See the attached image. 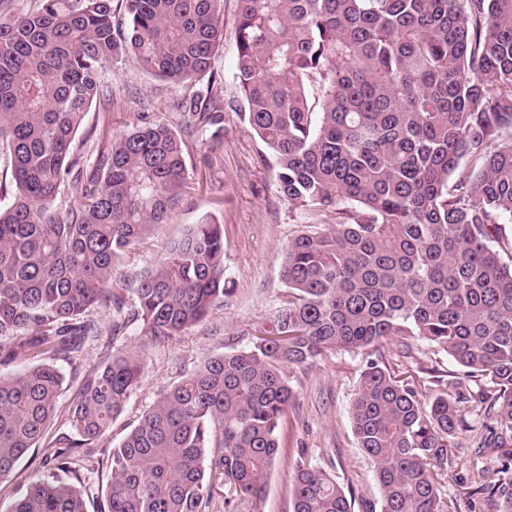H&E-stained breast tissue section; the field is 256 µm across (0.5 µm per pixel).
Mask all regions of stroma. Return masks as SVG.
Here are the masks:
<instances>
[{
	"label": "stroma",
	"mask_w": 512,
	"mask_h": 512,
	"mask_svg": "<svg viewBox=\"0 0 512 512\" xmlns=\"http://www.w3.org/2000/svg\"><path fill=\"white\" fill-rule=\"evenodd\" d=\"M236 0L224 2V49L215 59L224 75V164L196 170L199 190L186 194L169 223L158 224L120 260L115 277L133 280L153 264L179 237L185 225L209 218L224 226L226 276L234 292L186 335L165 344H152L140 326H131L125 342L144 351L141 380L110 433L98 441V457L138 421L159 396L182 380L207 357L245 348L252 326L274 310L284 284L281 271L285 248L304 224H332L334 213L310 212L285 201L270 163L261 159L265 148L240 120L234 102L238 89L235 71ZM102 81L112 96L109 106L92 105L75 146L88 161L99 154L100 137L112 138L140 125L142 116L169 118L170 102L186 93V86L156 78L127 60L106 64ZM95 351L83 352L76 364H62L64 391L48 426L49 435L68 432L67 419L86 370L95 365ZM363 367L361 355L341 351L336 357L288 371L296 394L294 419L280 435L283 451L276 459L263 497V512H290V451L304 450L313 463L335 475L352 497V512H370L378 503L371 465L351 431V401ZM65 472L30 452L19 462L12 481L0 488V505H10L28 484L40 479L62 480Z\"/></svg>",
	"instance_id": "35a3bbf8"
}]
</instances>
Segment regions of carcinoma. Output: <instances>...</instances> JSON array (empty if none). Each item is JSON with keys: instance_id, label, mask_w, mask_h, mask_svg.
<instances>
[{"instance_id": "cac0c4a2", "label": "carcinoma", "mask_w": 512, "mask_h": 512, "mask_svg": "<svg viewBox=\"0 0 512 512\" xmlns=\"http://www.w3.org/2000/svg\"><path fill=\"white\" fill-rule=\"evenodd\" d=\"M41 0L0 24V483L38 448L63 385L57 363L90 345L69 427L49 444L72 481L33 482L8 512H88L99 498L76 448L108 434L140 381L121 344L182 335L231 294L224 225L186 226L136 278L116 264L189 185L224 159V0ZM243 120L291 204L336 214L288 242L278 307L247 348L211 356L142 414L108 455L98 512H260L295 393L288 368L362 355L351 429L372 462L378 512H450L457 436L504 461L469 469L468 497L512 512V0H236ZM126 58L201 88L112 139L89 175L74 138ZM200 139L191 158L187 138ZM470 167L460 172L462 160ZM69 187L64 212L55 206ZM112 309L103 329L93 312ZM421 339L432 356L421 361ZM451 358L456 373L440 369ZM292 512H352L336 479L291 460Z\"/></svg>"}]
</instances>
